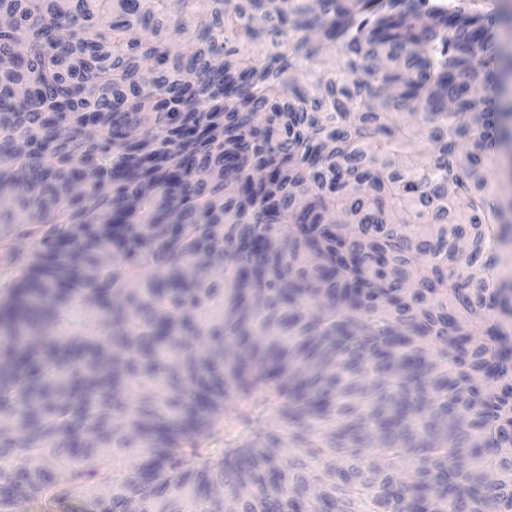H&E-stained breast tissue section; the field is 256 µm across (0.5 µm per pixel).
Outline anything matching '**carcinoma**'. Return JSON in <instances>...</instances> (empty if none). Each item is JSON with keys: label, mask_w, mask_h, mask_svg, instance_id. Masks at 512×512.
<instances>
[{"label": "carcinoma", "mask_w": 512, "mask_h": 512, "mask_svg": "<svg viewBox=\"0 0 512 512\" xmlns=\"http://www.w3.org/2000/svg\"><path fill=\"white\" fill-rule=\"evenodd\" d=\"M0 16V512H512L495 12ZM488 185L490 192L503 200L512 201V148H511V172L510 160L502 153L494 156L488 171ZM498 229L500 239L493 243L488 254L490 288L497 291L498 300L507 298L512 306V224H503Z\"/></svg>", "instance_id": "1"}]
</instances>
